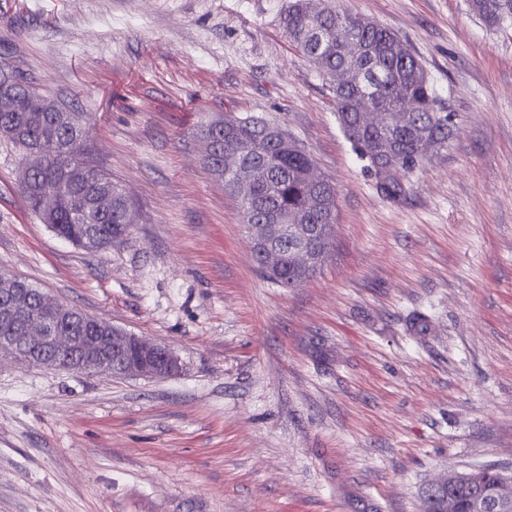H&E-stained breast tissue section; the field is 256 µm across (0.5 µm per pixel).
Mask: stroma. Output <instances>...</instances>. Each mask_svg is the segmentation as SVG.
<instances>
[{
    "label": "stroma",
    "instance_id": "obj_1",
    "mask_svg": "<svg viewBox=\"0 0 512 512\" xmlns=\"http://www.w3.org/2000/svg\"><path fill=\"white\" fill-rule=\"evenodd\" d=\"M289 0H0V71L93 113L131 232L87 252L29 208L0 138V270L168 345L173 377L0 356V512H421L439 477L512 476V24L468 0H340L405 40L455 135L382 194ZM280 126L338 197L302 286L256 269L201 123Z\"/></svg>",
    "mask_w": 512,
    "mask_h": 512
}]
</instances>
